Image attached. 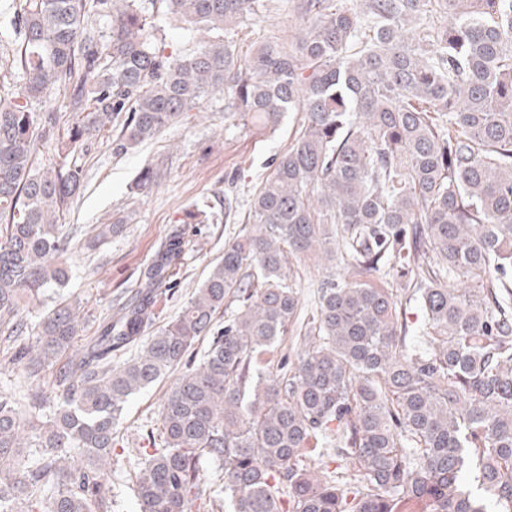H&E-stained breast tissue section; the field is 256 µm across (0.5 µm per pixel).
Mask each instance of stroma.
<instances>
[{"label":"stroma","mask_w":512,"mask_h":512,"mask_svg":"<svg viewBox=\"0 0 512 512\" xmlns=\"http://www.w3.org/2000/svg\"><path fill=\"white\" fill-rule=\"evenodd\" d=\"M299 27L289 0H276L271 11L247 21L239 36L254 44L272 36L294 37ZM300 118V113H288L273 134L261 135L253 128L225 123L223 101L205 100L177 124L125 155L112 151V141L118 134L114 128L99 135L87 150L75 154L85 178L62 220L68 237L63 259L70 268V277L65 286L26 301L21 315L27 333L9 342L0 339V394L21 402L28 393L50 383V371L31 376L10 362L16 349L31 345L30 329L47 307L64 301L81 310L84 325L75 343L83 345L98 334L104 318L112 312L115 296L135 291L141 269L151 261L168 230L194 206L205 204L216 220L211 224H186L190 250L185 265L177 285L158 304L159 323L176 316L222 260L225 242L248 232L244 220L252 195L270 173L274 155L287 148ZM153 164L164 168L162 180L147 194L132 193L136 175ZM228 197L237 203L239 221L235 224L223 221L224 200ZM117 210L129 217L123 232L96 248H88L96 226L111 223ZM294 268L301 276L300 305L307 314L313 309L318 283L343 273V265L337 260L298 262ZM173 382V376H166L134 396L119 420L112 459V512L138 510L135 474L148 446V435L161 430L160 405Z\"/></svg>","instance_id":"1"}]
</instances>
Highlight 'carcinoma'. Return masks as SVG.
<instances>
[{"label":"carcinoma","instance_id":"1","mask_svg":"<svg viewBox=\"0 0 512 512\" xmlns=\"http://www.w3.org/2000/svg\"><path fill=\"white\" fill-rule=\"evenodd\" d=\"M142 2L13 0L0 82L23 83L0 100V335L23 332V298L68 278L60 217L83 171L66 157L113 122L120 155L205 98L260 133L303 118L252 194L254 229L165 326L148 333L189 250L177 226L80 358L58 364L82 331L76 310L43 316L12 362L51 368L52 393L0 396V512L43 499L44 512H111L115 427L177 368L135 476L138 512H486L464 489L472 468L512 512V0H295L297 41L244 54L238 33L267 0H160L168 23L209 34L170 53ZM62 87L64 151L40 168ZM158 179L147 166L134 191ZM333 252L343 277L323 281L301 324L289 259ZM296 324L290 362L278 348ZM204 459L219 464L208 484Z\"/></svg>","mask_w":512,"mask_h":512}]
</instances>
